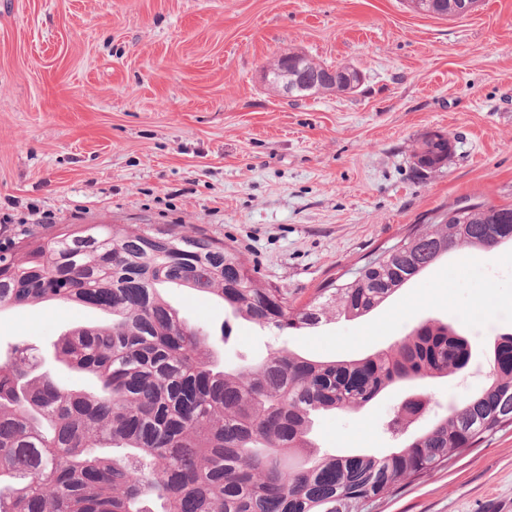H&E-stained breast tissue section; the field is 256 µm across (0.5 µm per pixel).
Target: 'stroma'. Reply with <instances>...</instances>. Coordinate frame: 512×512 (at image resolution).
<instances>
[{
  "label": "stroma",
  "instance_id": "obj_1",
  "mask_svg": "<svg viewBox=\"0 0 512 512\" xmlns=\"http://www.w3.org/2000/svg\"><path fill=\"white\" fill-rule=\"evenodd\" d=\"M292 53L363 80L287 96L263 72ZM433 130L453 152L422 176L414 155ZM510 203L512 0L448 17L410 0H0L1 241L170 224L232 244L260 283L304 302L412 225ZM164 295L195 326L230 316L186 288ZM422 319L463 331L476 367L314 420L322 450L380 456L398 445L385 425L405 399L447 409L486 386L493 341L512 331V243L451 250L362 318L299 334L235 323L221 354L228 366L276 348L352 360ZM103 320L74 303L10 307L0 348L30 346L41 369L92 393L95 378L56 361L53 344ZM367 512H512V428Z\"/></svg>",
  "mask_w": 512,
  "mask_h": 512
}]
</instances>
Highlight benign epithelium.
Masks as SVG:
<instances>
[{"label":"benign epithelium","instance_id":"benign-epithelium-1","mask_svg":"<svg viewBox=\"0 0 512 512\" xmlns=\"http://www.w3.org/2000/svg\"><path fill=\"white\" fill-rule=\"evenodd\" d=\"M278 63L282 69L273 66L265 72V76L271 77L274 84L283 83L284 91L289 94L330 89L338 85L353 91L362 80L360 71L351 67L327 69L320 74L316 72L311 75L298 56L284 55L278 59ZM426 141L432 147L422 150L419 160L429 166L439 167L445 164L452 150V146L446 142V136L439 131H432Z\"/></svg>","mask_w":512,"mask_h":512}]
</instances>
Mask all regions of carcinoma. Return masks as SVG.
Here are the masks:
<instances>
[{"instance_id": "carcinoma-1", "label": "carcinoma", "mask_w": 512, "mask_h": 512, "mask_svg": "<svg viewBox=\"0 0 512 512\" xmlns=\"http://www.w3.org/2000/svg\"><path fill=\"white\" fill-rule=\"evenodd\" d=\"M509 218L512 204L459 205L304 303L260 284L232 246L174 227L66 224L49 239L0 245V308L62 301L112 315L54 345L59 362L97 378V394L34 373L26 348L0 359V512H364L400 482L447 466L512 427V333L494 339L487 387L428 431L382 457L321 454L310 438L316 415L468 369V337L424 320L358 360L280 349L226 369L211 334L188 325L162 289L217 299L261 328H317L330 313L369 315L453 248L512 242ZM293 456L303 464H286Z\"/></svg>"}]
</instances>
